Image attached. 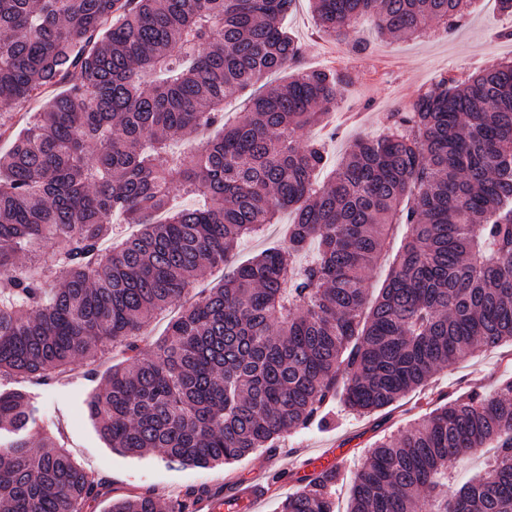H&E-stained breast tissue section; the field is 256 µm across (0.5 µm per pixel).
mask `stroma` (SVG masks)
<instances>
[{"instance_id": "1", "label": "stroma", "mask_w": 512, "mask_h": 512, "mask_svg": "<svg viewBox=\"0 0 512 512\" xmlns=\"http://www.w3.org/2000/svg\"><path fill=\"white\" fill-rule=\"evenodd\" d=\"M503 27L502 15L491 0H473L467 18L444 35L390 39L381 35L371 19L361 27L349 29L339 41L342 60L352 59L350 47L360 38L369 44L365 59L387 53L403 59L405 65L394 73L391 85L343 96L334 124L336 136L328 143L331 161H338L355 139L376 134L384 113L394 109L397 102L412 97L434 74L459 68L472 71L494 59L512 58V39L498 36ZM288 30L303 46V65L327 68L324 51L330 38L315 33L310 0H296L288 18ZM507 373H512V342L437 371L426 388L408 394L385 410L359 415L343 403H334L325 411L322 423L288 435L280 445L299 450L305 456L337 444L349 449L350 456L333 488L336 506L339 512H345L352 479L366 450L376 440L396 436L411 420L426 412L429 400L441 396L453 399L471 390L490 392ZM96 386V381L81 367L46 383L0 379L1 389L28 393L35 407L38 430L51 432L56 443L66 448L78 464L109 486L110 498L91 503L86 512H105L109 499L146 492L168 500L204 486L218 495L223 491L218 480L226 472L248 480L267 465L269 454L261 450L230 468L172 467L157 450L141 457L121 454L100 438L90 418L86 402Z\"/></svg>"}]
</instances>
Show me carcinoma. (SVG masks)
<instances>
[{
  "instance_id": "obj_1",
  "label": "carcinoma",
  "mask_w": 512,
  "mask_h": 512,
  "mask_svg": "<svg viewBox=\"0 0 512 512\" xmlns=\"http://www.w3.org/2000/svg\"><path fill=\"white\" fill-rule=\"evenodd\" d=\"M295 0H0V378L47 381L122 344L89 401L100 437L176 465H232L321 419L371 414L439 370L512 341V60L442 74L331 171L306 136L336 109L345 72L297 68ZM471 0H312L340 36L447 32ZM292 70L284 85L265 79ZM53 93L22 127L10 113ZM247 93L231 126L224 100ZM215 128L223 135L176 153ZM193 195L198 208L176 209ZM288 208L277 246L233 252ZM120 217L139 226L112 240ZM409 230L374 298L395 226ZM224 281L138 337L205 269ZM65 274L57 282L59 274ZM29 395L0 390V512H84L109 493L44 435ZM497 448L455 488L454 461ZM339 470L303 480L279 512H335ZM154 494L107 512H192ZM347 512H512V376L436 403L371 446Z\"/></svg>"
}]
</instances>
